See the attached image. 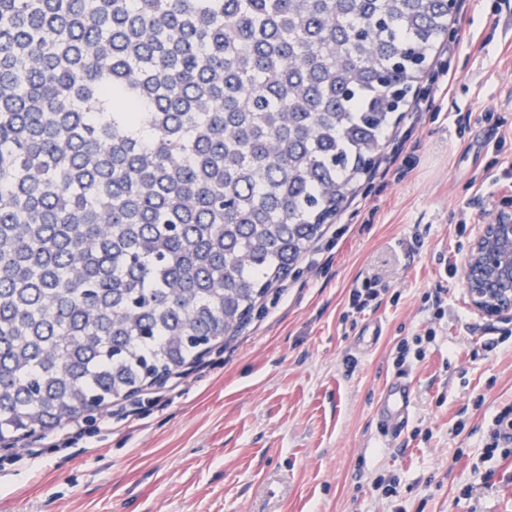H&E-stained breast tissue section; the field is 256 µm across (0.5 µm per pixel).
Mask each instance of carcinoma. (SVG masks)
Wrapping results in <instances>:
<instances>
[{"label":"carcinoma","mask_w":512,"mask_h":512,"mask_svg":"<svg viewBox=\"0 0 512 512\" xmlns=\"http://www.w3.org/2000/svg\"><path fill=\"white\" fill-rule=\"evenodd\" d=\"M449 24L446 0H0V437L233 337Z\"/></svg>","instance_id":"obj_1"}]
</instances>
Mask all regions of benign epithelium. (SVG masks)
<instances>
[{"label":"benign epithelium","instance_id":"7a95c632","mask_svg":"<svg viewBox=\"0 0 512 512\" xmlns=\"http://www.w3.org/2000/svg\"><path fill=\"white\" fill-rule=\"evenodd\" d=\"M464 285L471 308L488 318H512V216L481 224L464 267Z\"/></svg>","mask_w":512,"mask_h":512}]
</instances>
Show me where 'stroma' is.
Instances as JSON below:
<instances>
[{"label":"stroma","instance_id":"35a3bbf8","mask_svg":"<svg viewBox=\"0 0 512 512\" xmlns=\"http://www.w3.org/2000/svg\"><path fill=\"white\" fill-rule=\"evenodd\" d=\"M450 30L458 44H438L415 94L434 99L435 115L408 106L376 163L409 136L412 170L368 179L232 338L112 401L92 447L54 445L48 430L0 441V512H512V459L487 485L472 472L512 403V340H498L512 319L477 314L438 262L470 244L479 220L461 206L493 161L490 123L461 134L452 113L512 121V0H467ZM448 71L450 89L437 91ZM369 280L385 295L351 312V288ZM435 292L448 300L440 319L424 309ZM427 328L436 341L407 372L408 427L384 445L375 405L396 347ZM378 477L397 496L376 492Z\"/></svg>","mask_w":512,"mask_h":512}]
</instances>
